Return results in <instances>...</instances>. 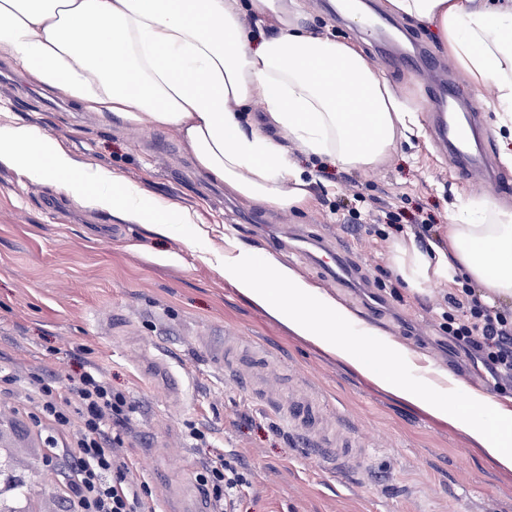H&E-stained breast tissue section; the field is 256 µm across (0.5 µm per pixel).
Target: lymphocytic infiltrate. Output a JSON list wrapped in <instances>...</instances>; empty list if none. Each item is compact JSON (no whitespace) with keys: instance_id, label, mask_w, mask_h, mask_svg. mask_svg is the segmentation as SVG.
Returning <instances> with one entry per match:
<instances>
[{"instance_id":"1","label":"lymphocytic infiltrate","mask_w":512,"mask_h":512,"mask_svg":"<svg viewBox=\"0 0 512 512\" xmlns=\"http://www.w3.org/2000/svg\"><path fill=\"white\" fill-rule=\"evenodd\" d=\"M446 329L463 349L476 353L499 380L512 379V312L485 305L469 281L455 285L447 297ZM30 392L35 426L67 429L79 418L77 433L63 447L53 467L67 488L64 512H146L149 486L131 475L128 458L119 452L132 425L131 404L113 392L96 363H89L73 388L62 392L43 376L24 381ZM214 512L232 505L246 483L237 457L213 455L196 475Z\"/></svg>"}]
</instances>
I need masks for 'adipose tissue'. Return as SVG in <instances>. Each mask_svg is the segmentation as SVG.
<instances>
[{
    "mask_svg": "<svg viewBox=\"0 0 512 512\" xmlns=\"http://www.w3.org/2000/svg\"><path fill=\"white\" fill-rule=\"evenodd\" d=\"M392 13L432 28L473 85L492 83L501 159L512 168V0H387ZM270 22L273 35L252 44L245 15ZM300 0H0V52L45 89L123 123L175 131L199 175L238 198L272 210L304 208L314 177L289 156V145L326 156L348 170L381 166L400 142L420 135L415 110L401 101L356 44L301 27ZM353 79L340 83L341 71ZM283 141L266 137L245 115L253 101ZM366 116L350 125V108ZM0 163L30 181L62 182L85 206L124 222L171 234L195 214L159 202L113 170L80 165L50 136L21 121L0 125ZM392 262L421 287L463 278L484 302L512 298V209L491 200L455 204L448 246L395 245ZM217 271L297 336L336 355L381 388L466 431L482 451L512 471V411L472 394L454 409L429 388L405 382V351L375 362L368 346L344 342L353 314L288 265L259 263L253 247L230 240ZM500 425L489 431L474 416Z\"/></svg>",
    "mask_w": 512,
    "mask_h": 512,
    "instance_id": "1",
    "label": "adipose tissue"
}]
</instances>
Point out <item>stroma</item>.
I'll return each mask as SVG.
<instances>
[{"label": "stroma", "mask_w": 512, "mask_h": 512, "mask_svg": "<svg viewBox=\"0 0 512 512\" xmlns=\"http://www.w3.org/2000/svg\"><path fill=\"white\" fill-rule=\"evenodd\" d=\"M362 2L393 26L383 35L365 30L358 47L393 91L428 118L427 75L410 66L386 69L379 39L410 36L437 64L451 65V57L433 29L390 16L386 0ZM453 74L456 93L477 112L491 156L499 158L492 86L476 89L461 69ZM15 118L81 164L107 166L197 215L196 226L161 237L0 164V365L23 377L43 374L64 390L95 360L134 408L123 453L135 478L148 483L157 512H185L180 491L217 452L246 465L247 483L231 512H512V472L500 470L465 431L294 336L210 263L230 232L258 250L285 242L276 259L357 315L347 341L380 355L399 342L416 364L406 380L448 377L512 409V383H496L444 330L449 283L412 291L391 267L392 246L401 238L421 235L447 245L453 203L478 196L431 130L397 145L375 170H344L291 148L300 167L320 176L309 207L295 213L242 201L205 181L174 131L97 117L27 80L0 52V124ZM391 212L396 222L388 221ZM424 217L429 226H421ZM198 227L205 232L200 247L187 249L183 239ZM314 239L348 246L354 274L342 286L325 287L323 272L297 257ZM162 348L179 356L170 366L181 387L174 399L164 394L161 369L152 362ZM303 401L317 409L308 431L288 415L289 405ZM29 412L26 386L0 396V446L33 483L24 512H62L61 479L42 465L51 430L35 427ZM194 425L207 430L206 443L190 438ZM312 431L329 442L341 433L360 444L365 465L340 466L309 449Z\"/></svg>", "instance_id": "35a3bbf8"}]
</instances>
